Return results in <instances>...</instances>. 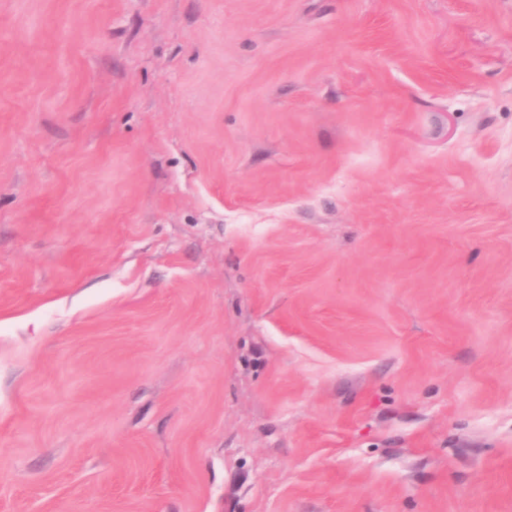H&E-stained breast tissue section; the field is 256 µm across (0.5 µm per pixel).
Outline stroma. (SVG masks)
Instances as JSON below:
<instances>
[{"mask_svg": "<svg viewBox=\"0 0 512 512\" xmlns=\"http://www.w3.org/2000/svg\"><path fill=\"white\" fill-rule=\"evenodd\" d=\"M0 512H512V0H0Z\"/></svg>", "mask_w": 512, "mask_h": 512, "instance_id": "1", "label": "stroma"}]
</instances>
